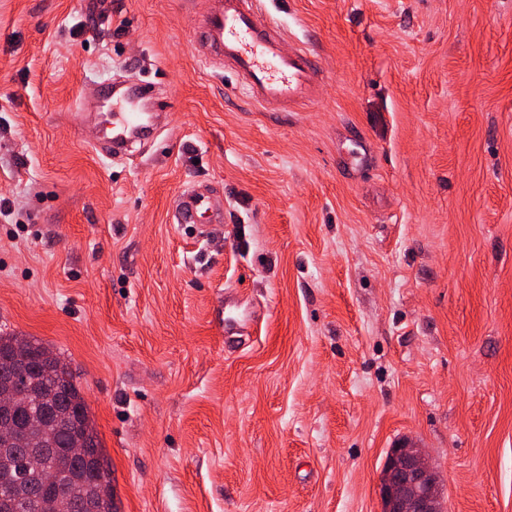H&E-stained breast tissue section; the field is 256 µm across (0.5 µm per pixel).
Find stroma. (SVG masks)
<instances>
[{"mask_svg": "<svg viewBox=\"0 0 512 512\" xmlns=\"http://www.w3.org/2000/svg\"><path fill=\"white\" fill-rule=\"evenodd\" d=\"M205 7L0 0V335L75 374L117 512H380L403 442L512 512V0H263L322 69L288 112ZM135 78L167 118L115 161L94 91ZM206 216L211 223L224 221V204L217 202L207 191L191 188L175 198L171 223L199 224ZM15 354L36 360L44 371L61 362L57 353L37 340L26 336H0V359Z\"/></svg>", "mask_w": 512, "mask_h": 512, "instance_id": "35a3bbf8", "label": "stroma"}]
</instances>
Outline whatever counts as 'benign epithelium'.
I'll use <instances>...</instances> for the list:
<instances>
[{
	"mask_svg": "<svg viewBox=\"0 0 512 512\" xmlns=\"http://www.w3.org/2000/svg\"><path fill=\"white\" fill-rule=\"evenodd\" d=\"M379 485L382 512H430L440 501L436 468L411 444L390 449Z\"/></svg>",
	"mask_w": 512,
	"mask_h": 512,
	"instance_id": "7a95c632",
	"label": "benign epithelium"
}]
</instances>
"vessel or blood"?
I'll return each instance as SVG.
<instances>
[{"mask_svg": "<svg viewBox=\"0 0 512 512\" xmlns=\"http://www.w3.org/2000/svg\"><path fill=\"white\" fill-rule=\"evenodd\" d=\"M280 26L263 17L260 0H210V7L196 30V49L209 63H219L232 72L246 89L249 99L264 110L277 112L313 100L321 84L316 54L304 45L285 48ZM154 84L137 81L124 90L99 86L98 99L108 103L112 154L126 153L135 133L149 120L144 103L155 100ZM219 224L224 207L207 191L191 188L173 203L171 221L197 224L202 220Z\"/></svg>", "mask_w": 512, "mask_h": 512, "instance_id": "b4317fda", "label": "vessel or blood"}]
</instances>
